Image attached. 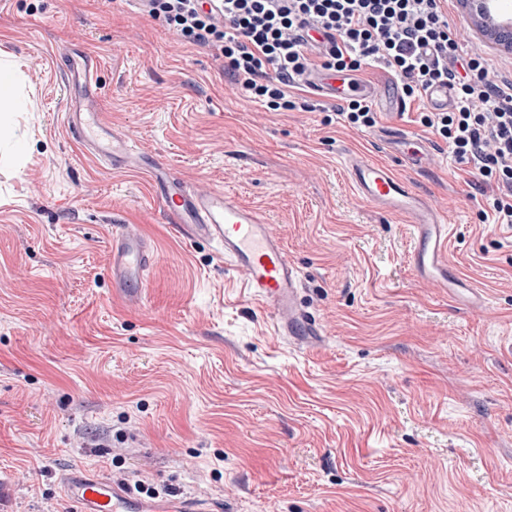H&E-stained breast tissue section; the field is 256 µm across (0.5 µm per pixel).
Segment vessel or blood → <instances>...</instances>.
I'll return each instance as SVG.
<instances>
[{"instance_id":"vessel-or-blood-1","label":"vessel or blood","mask_w":512,"mask_h":512,"mask_svg":"<svg viewBox=\"0 0 512 512\" xmlns=\"http://www.w3.org/2000/svg\"><path fill=\"white\" fill-rule=\"evenodd\" d=\"M309 86L331 100L373 94L370 87L353 77L337 74L314 77ZM66 116L70 129L113 167H148L156 196L172 223L187 240L218 245V255L228 272L240 276L250 296L267 308L276 335L306 350L322 342L325 330L304 300L299 271L266 215L242 204L224 189H193L170 178L149 154L134 151L88 102H67ZM392 139L404 144L400 158L408 167L423 164L425 153L418 148V139L411 130L397 129ZM344 164L357 196L365 204L405 222L410 233L408 263L413 272L421 280L442 288L449 297L463 301L469 309L482 310L485 295L450 262L451 226L447 212L415 192L384 162L350 153ZM111 253L113 287L131 292L147 286L155 256L139 232L126 224L114 225ZM70 491L74 512H203L186 498L149 501L105 480H85L71 486Z\"/></svg>"}]
</instances>
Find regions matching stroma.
<instances>
[{
    "label": "stroma",
    "instance_id": "1",
    "mask_svg": "<svg viewBox=\"0 0 512 512\" xmlns=\"http://www.w3.org/2000/svg\"><path fill=\"white\" fill-rule=\"evenodd\" d=\"M444 9L512 79V51L459 0ZM82 53L92 83L64 85ZM1 57L20 63L28 109L0 138V512H70L69 483L111 478L116 456L128 483L224 512H512V228L484 222L485 198L425 128L430 163L396 159L385 135L414 112L357 131L265 111L232 93L220 51L177 43L128 0H0ZM70 96L94 98L185 182L265 211L324 344L274 335L143 172L112 169L68 130ZM350 151L447 208L451 258L486 309L417 279L400 222L355 196ZM116 224L157 256L135 304L112 286Z\"/></svg>",
    "mask_w": 512,
    "mask_h": 512
}]
</instances>
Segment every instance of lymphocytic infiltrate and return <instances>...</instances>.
Returning <instances> with one entry per match:
<instances>
[{"label":"lymphocytic infiltrate","mask_w":512,"mask_h":512,"mask_svg":"<svg viewBox=\"0 0 512 512\" xmlns=\"http://www.w3.org/2000/svg\"><path fill=\"white\" fill-rule=\"evenodd\" d=\"M441 0H145L148 14L179 40L214 47L235 88L270 112H331L343 125L373 127L369 100H293L290 91L318 69L377 67L416 102L417 120L441 139L480 191L492 221L512 227V80L482 54L465 50ZM447 85L453 105L422 107Z\"/></svg>","instance_id":"1"}]
</instances>
